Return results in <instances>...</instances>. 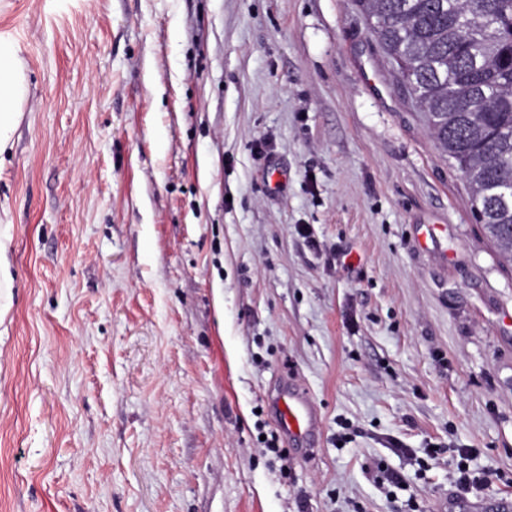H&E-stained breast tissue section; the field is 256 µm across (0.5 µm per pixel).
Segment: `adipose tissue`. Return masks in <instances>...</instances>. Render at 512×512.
I'll return each mask as SVG.
<instances>
[{"label":"adipose tissue","instance_id":"obj_1","mask_svg":"<svg viewBox=\"0 0 512 512\" xmlns=\"http://www.w3.org/2000/svg\"><path fill=\"white\" fill-rule=\"evenodd\" d=\"M27 82L18 48L0 40V162L14 147V138L24 115Z\"/></svg>","mask_w":512,"mask_h":512}]
</instances>
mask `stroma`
I'll return each instance as SVG.
<instances>
[{
  "instance_id": "stroma-1",
  "label": "stroma",
  "mask_w": 512,
  "mask_h": 512,
  "mask_svg": "<svg viewBox=\"0 0 512 512\" xmlns=\"http://www.w3.org/2000/svg\"><path fill=\"white\" fill-rule=\"evenodd\" d=\"M0 37V512L512 497V271L354 0H0ZM27 82L18 48L0 40V167L14 147V138L24 115ZM9 226V224H5V228L0 230V288H12ZM279 426L288 439L309 438L319 424L317 410L305 393L283 390L277 403Z\"/></svg>"
}]
</instances>
